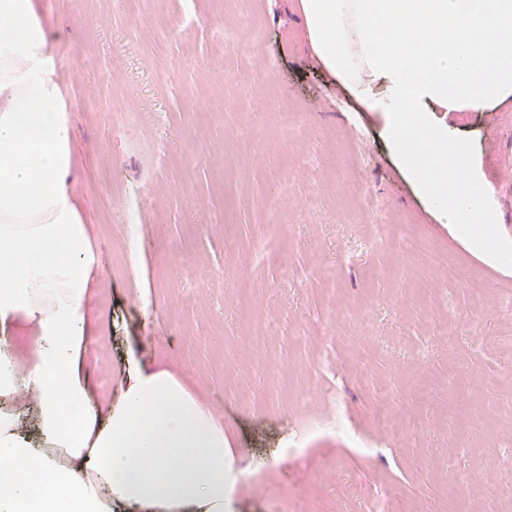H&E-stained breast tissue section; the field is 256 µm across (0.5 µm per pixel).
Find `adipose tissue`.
I'll use <instances>...</instances> for the list:
<instances>
[{"label": "adipose tissue", "instance_id": "1", "mask_svg": "<svg viewBox=\"0 0 512 512\" xmlns=\"http://www.w3.org/2000/svg\"><path fill=\"white\" fill-rule=\"evenodd\" d=\"M301 11L326 72L385 114L430 207L489 248L488 189L435 115L512 98V0H301ZM49 37L34 0H0V324L35 345L23 362L0 336V512H229L242 476L224 429L173 372L133 368L107 411L87 402L78 361L94 336L97 258L68 189L73 145Z\"/></svg>", "mask_w": 512, "mask_h": 512}]
</instances>
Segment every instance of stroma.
Returning a JSON list of instances; mask_svg holds the SVG:
<instances>
[{
  "instance_id": "stroma-1",
  "label": "stroma",
  "mask_w": 512,
  "mask_h": 512,
  "mask_svg": "<svg viewBox=\"0 0 512 512\" xmlns=\"http://www.w3.org/2000/svg\"><path fill=\"white\" fill-rule=\"evenodd\" d=\"M35 4L70 109L68 184L98 258L88 308L102 337L81 358L90 403L118 400L128 359L176 373L243 471L233 512H274L283 492L294 512L376 500L496 512L492 464L512 457L494 413L512 401L501 384L512 261L441 223L397 162L385 117L324 75L300 0ZM228 25L260 29L253 54L225 46ZM283 107L297 113L285 135ZM446 120L494 185L512 100ZM281 192L288 221L271 238L264 201ZM241 272L257 288L248 305ZM270 358L288 367L273 382ZM302 392L313 405L297 402ZM385 402L399 416H379ZM339 415L350 436L332 430ZM304 431L300 454H286ZM477 451L488 463L479 505L461 492Z\"/></svg>"
}]
</instances>
